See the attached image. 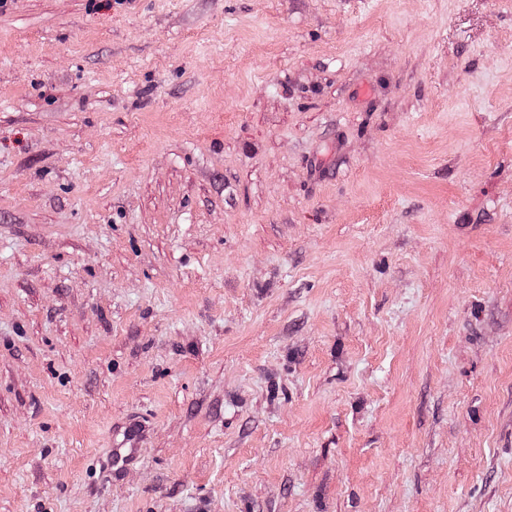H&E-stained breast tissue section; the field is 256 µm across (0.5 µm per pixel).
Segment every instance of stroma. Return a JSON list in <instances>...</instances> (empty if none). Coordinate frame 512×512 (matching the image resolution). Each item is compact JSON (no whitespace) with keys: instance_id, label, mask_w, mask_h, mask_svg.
Masks as SVG:
<instances>
[{"instance_id":"1","label":"stroma","mask_w":512,"mask_h":512,"mask_svg":"<svg viewBox=\"0 0 512 512\" xmlns=\"http://www.w3.org/2000/svg\"><path fill=\"white\" fill-rule=\"evenodd\" d=\"M0 512H512V0H7ZM143 430L137 426H132L126 433L119 448H111L109 460L114 471L121 470L128 464L139 459V444L143 437Z\"/></svg>"}]
</instances>
